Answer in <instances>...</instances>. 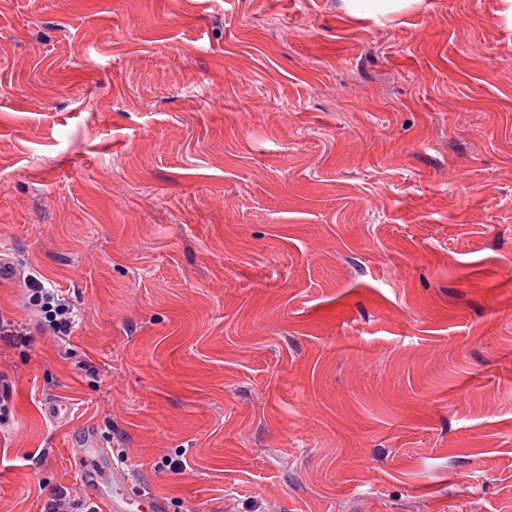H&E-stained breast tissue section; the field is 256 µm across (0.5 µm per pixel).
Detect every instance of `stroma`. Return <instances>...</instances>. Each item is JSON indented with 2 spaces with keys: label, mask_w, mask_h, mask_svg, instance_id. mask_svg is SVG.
I'll return each instance as SVG.
<instances>
[{
  "label": "stroma",
  "mask_w": 512,
  "mask_h": 512,
  "mask_svg": "<svg viewBox=\"0 0 512 512\" xmlns=\"http://www.w3.org/2000/svg\"><path fill=\"white\" fill-rule=\"evenodd\" d=\"M498 10L0 0V512L90 426L163 512H512ZM28 306L37 317L42 331L69 337L78 321V313L53 288H48L36 274L26 280Z\"/></svg>",
  "instance_id": "obj_1"
}]
</instances>
